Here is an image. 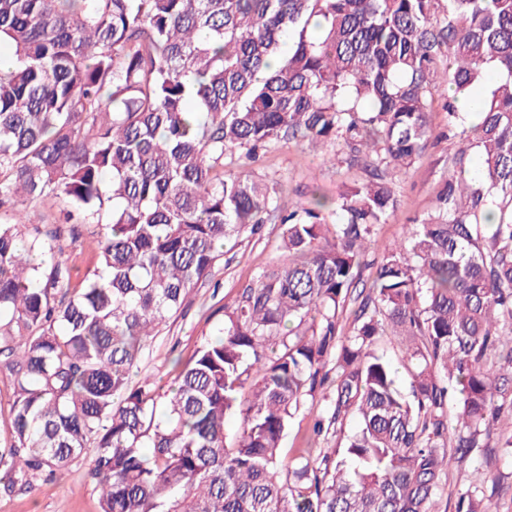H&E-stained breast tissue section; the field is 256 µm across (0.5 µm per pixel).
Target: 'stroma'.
Instances as JSON below:
<instances>
[{
	"label": "stroma",
	"mask_w": 512,
	"mask_h": 512,
	"mask_svg": "<svg viewBox=\"0 0 512 512\" xmlns=\"http://www.w3.org/2000/svg\"><path fill=\"white\" fill-rule=\"evenodd\" d=\"M443 89L432 91L433 137L413 167L389 170L388 180L398 196L397 211L386 223L378 225L369 258L379 250L401 240L414 218L430 212L441 184L456 173V159L463 147L462 124H449L441 108ZM232 172H244L278 184L285 208L307 205L313 189L337 196L345 187L363 181L367 172L363 162L330 164L324 151L311 149L302 140H283L256 160L236 154L227 161ZM282 227L264 225L255 235H244L234 245H226L224 255L206 281L189 294L183 308L162 327L148 344L135 378L151 376L160 389L172 384L180 364L188 362L206 340L214 338L241 291L266 269L279 262ZM97 226L83 227L78 241L62 235L58 245L67 260L74 280H81L96 266ZM324 407L322 401L305 400L291 422L282 443L284 457L309 447L313 420ZM90 461L80 458L71 462L56 477L34 480L32 488L0 495V512H100L99 495L89 477Z\"/></svg>",
	"instance_id": "stroma-1"
}]
</instances>
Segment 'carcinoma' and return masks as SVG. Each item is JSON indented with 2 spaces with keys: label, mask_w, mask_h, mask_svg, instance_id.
I'll list each match as a JSON object with an SVG mask.
<instances>
[{
  "label": "carcinoma",
  "mask_w": 512,
  "mask_h": 512,
  "mask_svg": "<svg viewBox=\"0 0 512 512\" xmlns=\"http://www.w3.org/2000/svg\"><path fill=\"white\" fill-rule=\"evenodd\" d=\"M0 52V494L86 455L101 512H441L453 465L512 455V0H0ZM438 84L448 125L461 99L479 117L461 149L479 180L449 178L359 291L397 208L384 171L428 147ZM285 138L366 157L368 177L285 214L276 184L224 171ZM58 196L63 224L33 222ZM101 222L73 286L55 242ZM277 223V268L219 335L168 390L133 381L224 245ZM389 332L406 392L378 348ZM318 396L315 436L349 415L356 430L284 461ZM477 474L453 512H493L501 478ZM12 384L10 376L5 369L0 370V431L3 436L7 430L10 415V403L12 400ZM324 408V402L310 398L305 400L291 422L287 435L282 443V454L288 460L295 455L297 448H309L313 442L312 426L317 413Z\"/></svg>",
  "instance_id": "obj_1"
}]
</instances>
